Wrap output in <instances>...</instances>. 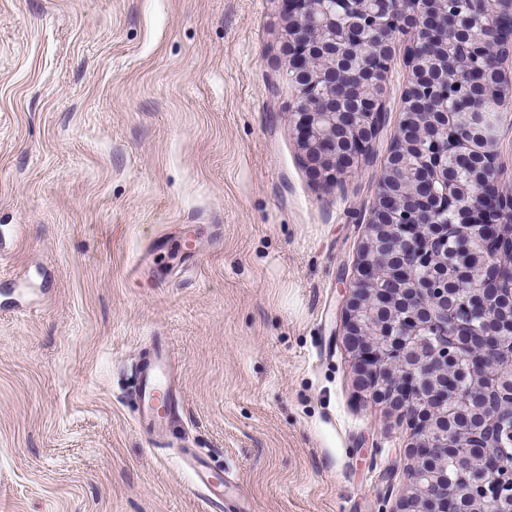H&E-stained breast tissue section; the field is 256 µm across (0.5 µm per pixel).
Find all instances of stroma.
<instances>
[{
    "mask_svg": "<svg viewBox=\"0 0 512 512\" xmlns=\"http://www.w3.org/2000/svg\"><path fill=\"white\" fill-rule=\"evenodd\" d=\"M283 25L282 0H0V512H214L187 448L254 512L411 493L340 330L388 139L309 176ZM157 336L185 403L161 446L134 398Z\"/></svg>",
    "mask_w": 512,
    "mask_h": 512,
    "instance_id": "stroma-1",
    "label": "stroma"
}]
</instances>
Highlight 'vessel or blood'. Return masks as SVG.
Returning a JSON list of instances; mask_svg holds the SVG:
<instances>
[{
  "instance_id": "obj_1",
  "label": "vessel or blood",
  "mask_w": 512,
  "mask_h": 512,
  "mask_svg": "<svg viewBox=\"0 0 512 512\" xmlns=\"http://www.w3.org/2000/svg\"><path fill=\"white\" fill-rule=\"evenodd\" d=\"M135 396L139 430L150 435L154 442H161L182 416V386L165 341H155L150 355L139 364ZM185 460L196 488L218 507L219 512H250L245 499L225 491L223 482L211 474L203 458L189 451Z\"/></svg>"
}]
</instances>
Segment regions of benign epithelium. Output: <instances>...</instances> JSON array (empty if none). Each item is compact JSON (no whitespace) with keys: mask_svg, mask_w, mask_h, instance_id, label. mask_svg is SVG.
Segmentation results:
<instances>
[{"mask_svg":"<svg viewBox=\"0 0 512 512\" xmlns=\"http://www.w3.org/2000/svg\"><path fill=\"white\" fill-rule=\"evenodd\" d=\"M446 0H393L394 6L369 20L370 27L358 38L374 44L371 74L375 83L386 87L389 63L395 41L403 32L409 33L407 55L410 76L403 94V108L390 134V154L394 157L406 148V131L415 138L420 154V168L435 170L441 184L440 194L452 201L456 187L442 175L439 149L428 143L429 126L452 125L446 112L428 113L429 121L407 111L406 99L421 90L415 58L430 39L444 43L456 42V28L448 25V14L438 8ZM326 0H294L284 12L285 24L280 34V50L288 58L297 46L310 41L322 46L321 52L309 57L308 67L326 80V96L311 100L304 80L288 75L295 94L288 107L289 121L294 127L304 166L312 177L325 185L334 186L343 177L336 165L322 162L324 134L341 131L345 139L360 140L358 153L347 162V168L371 160L373 143L387 130L391 112L387 95L366 97V86L359 85L358 99L363 105V120L356 126L342 122L336 111V44L351 37V33L336 27V16L326 7ZM495 25L481 24L472 31L474 43L490 50L497 58L498 73L506 82L489 99V104L501 110L512 98V38L494 33ZM441 85L451 83L458 98H465L471 76L458 61L441 69ZM491 121L489 112H473L466 116V128L458 135L466 142L468 129H484ZM501 168L497 153L490 154L484 185L498 187ZM392 180L381 172L376 184V201L370 208L365 224L367 233L360 247V257L374 266L375 288L366 291L358 287L359 273H354L344 291L341 306L342 335L346 337L355 360L358 387L370 396L406 418L412 431L407 454L412 459L409 479L414 493L401 502L396 512H442L441 494L455 497L461 512H482L491 504L498 512H512V340L500 335V326H512V289L504 288L494 297L484 294L481 280L495 273L496 262L475 265L461 253L445 252L437 257L424 250L415 251L409 237H396L393 229L408 218L421 225L426 239L434 242L448 237V225L441 222L427 206H416L407 185H402L396 207L382 208V188ZM389 251L399 258L417 253V266L426 269L423 276L408 275L399 287H393L388 268L380 262L379 253ZM461 279L471 303L483 315L478 325L459 332V322L449 301L448 282ZM448 331L450 342L438 345L433 352L421 350L419 337ZM466 360L472 381L489 385L484 404L469 401L470 393L448 386V367ZM476 419L488 428L495 447V458L483 463L477 456L458 448L457 424ZM453 458V474H448L447 458Z\"/></svg>","mask_w":512,"mask_h":512,"instance_id":"1","label":"benign epithelium"}]
</instances>
